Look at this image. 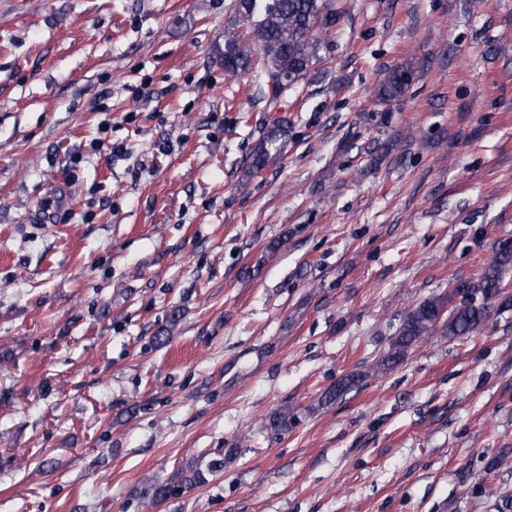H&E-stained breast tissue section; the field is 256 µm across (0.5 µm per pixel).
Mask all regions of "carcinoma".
Returning <instances> with one entry per match:
<instances>
[{"label": "carcinoma", "instance_id": "cac0c4a2", "mask_svg": "<svg viewBox=\"0 0 512 512\" xmlns=\"http://www.w3.org/2000/svg\"><path fill=\"white\" fill-rule=\"evenodd\" d=\"M235 27L238 32L224 36V72L241 76L260 69L265 78L269 98L278 97L280 82L290 78H307L321 61L322 37L336 26L340 13L329 0H234ZM411 82V71L404 67L387 70L380 75L377 98L389 104L405 95ZM288 118L281 117L264 126L239 182L244 188L269 166L279 160L288 141ZM512 272V245L502 244L494 262L474 280L458 275L448 292L416 304L404 317L398 334L380 368L387 370L404 360L418 342L436 333L458 337L478 333L494 308H507L512 295L504 291L506 275ZM364 375L351 372L321 396L331 403L361 385ZM234 449L225 458L212 461L207 469H190V474L174 482L158 484L151 489V501L166 500L182 489L207 483V475L224 468L232 460Z\"/></svg>", "mask_w": 512, "mask_h": 512}]
</instances>
